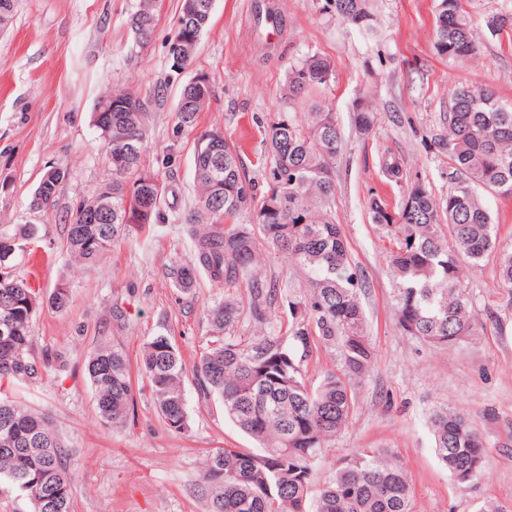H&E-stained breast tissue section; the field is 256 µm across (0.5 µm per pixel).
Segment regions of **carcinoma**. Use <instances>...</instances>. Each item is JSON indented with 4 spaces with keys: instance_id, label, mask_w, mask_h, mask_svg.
I'll return each instance as SVG.
<instances>
[{
    "instance_id": "obj_1",
    "label": "carcinoma",
    "mask_w": 512,
    "mask_h": 512,
    "mask_svg": "<svg viewBox=\"0 0 512 512\" xmlns=\"http://www.w3.org/2000/svg\"><path fill=\"white\" fill-rule=\"evenodd\" d=\"M210 0H182L179 20L199 9L193 25L178 27L169 45L185 33H203ZM336 16L347 24L371 26L370 0H334ZM158 21V0H139L129 25L140 44L148 43ZM435 54L465 63L479 52L466 0H437ZM334 63L308 55L288 68V97L295 99L328 87ZM211 90L187 83L178 102L182 123L192 126L210 103ZM134 94L114 90L98 104L118 107L103 113L95 127L111 148L108 127H135L131 159L112 162V180L99 191L112 192V223L87 224L76 207L67 229V249L79 263L95 264L123 236L128 208L146 210L149 223L163 220L161 201L169 187L141 184L146 141V112H128L120 104ZM374 115L361 98L355 126L369 131ZM446 134L438 145L448 153V194L437 199L425 181L407 184L400 205L389 206L374 194L368 201L372 223L392 237L390 264L393 306L400 328L424 342L446 347L476 336L471 295L463 287L461 262L479 265L498 257L499 279L512 289V247L500 244L497 227L480 192L512 199V104L487 87L461 84L449 93ZM341 129L336 113L316 101L310 111L269 125L265 142L271 155L266 194L253 224L236 218L251 209L254 189L237 147L219 130L197 136L194 180L197 209L184 218L183 233L193 254L171 268L178 287L189 291L201 276L250 290L248 310L265 319L267 305L288 308L286 335H237L243 307L228 301L207 308L210 344L187 366L163 335L144 346L141 371L149 381L156 409L174 432L187 428L184 378L198 376L204 394L224 406V416L254 440L258 448H219L206 459L200 481L210 512H414L410 480L387 448L346 457L333 478L315 487L314 463L335 440L356 407L355 386L375 358L359 302L363 282L336 224L330 202L336 193V159ZM36 227L19 224L0 231V263L12 255L10 242L35 238ZM264 242L304 275L306 290L282 293L259 275V243ZM40 296L23 279L0 272V387L31 377L30 327ZM339 351L340 367L325 372L317 386L307 383L303 362L319 346ZM87 371L102 421L127 424L133 400L125 354L100 346L89 356ZM433 448L452 480L460 485L480 478L485 442L476 421L455 408H439L429 417ZM0 481L26 496L34 512H71V489L63 451L50 417L7 397L0 398Z\"/></svg>"
}]
</instances>
